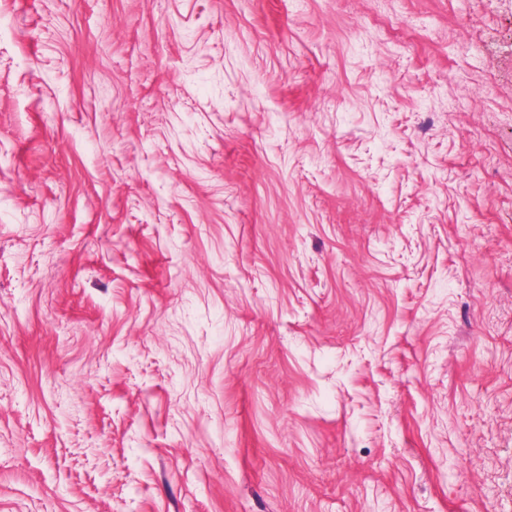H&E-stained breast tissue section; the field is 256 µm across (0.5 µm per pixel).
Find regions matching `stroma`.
<instances>
[{
	"label": "stroma",
	"mask_w": 512,
	"mask_h": 512,
	"mask_svg": "<svg viewBox=\"0 0 512 512\" xmlns=\"http://www.w3.org/2000/svg\"><path fill=\"white\" fill-rule=\"evenodd\" d=\"M0 512H512V0H0Z\"/></svg>",
	"instance_id": "stroma-1"
}]
</instances>
